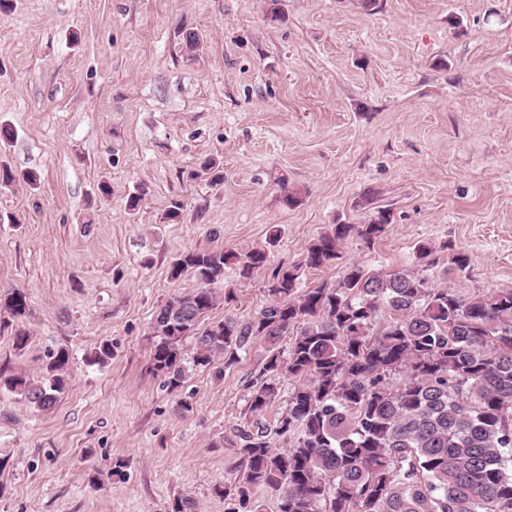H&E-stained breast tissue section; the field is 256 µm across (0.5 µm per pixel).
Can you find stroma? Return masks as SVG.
Wrapping results in <instances>:
<instances>
[{"mask_svg": "<svg viewBox=\"0 0 512 512\" xmlns=\"http://www.w3.org/2000/svg\"><path fill=\"white\" fill-rule=\"evenodd\" d=\"M17 0L0 14V165L40 174L0 188V293L23 289L24 353L0 310V373H37L71 351L70 386L39 411L0 391V512H228L238 430L274 426L279 397L248 409L269 345L234 363L185 361L168 391L149 371L157 308L195 288L172 279L189 249H264L208 322L249 321L274 270L303 260L334 224L392 222L374 249L350 236L312 288L360 262L411 266L436 253L432 286L468 297L512 289V0ZM203 36L195 58L180 29ZM219 161L224 181L201 172ZM112 193L102 196L101 182ZM141 194L136 211L129 196ZM296 194L297 205L283 202ZM179 223L165 222L171 200ZM463 249L466 272L448 267ZM112 343L106 367L89 357ZM128 466L109 477L116 459Z\"/></svg>", "mask_w": 512, "mask_h": 512, "instance_id": "stroma-1", "label": "stroma"}]
</instances>
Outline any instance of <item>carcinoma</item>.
Instances as JSON below:
<instances>
[{
	"label": "carcinoma",
	"mask_w": 512,
	"mask_h": 512,
	"mask_svg": "<svg viewBox=\"0 0 512 512\" xmlns=\"http://www.w3.org/2000/svg\"><path fill=\"white\" fill-rule=\"evenodd\" d=\"M183 48L201 52L199 34L183 32ZM37 181L0 170L1 186ZM389 224L381 209L365 224L333 225L302 262L274 272L270 302L243 324L227 317L201 326L224 268L247 277L265 251L187 250L173 262L171 277L188 272L197 286L154 315L150 370L164 386L183 385L189 338L201 367L253 339L269 344L248 399L254 414L280 396L281 376L293 380L273 432L258 424L238 434L243 473L231 512H258L253 488L275 494L277 512H512V290L464 298L432 287L423 267L382 272L357 262L334 284L299 289L301 268L336 263L352 230L370 249ZM4 306L17 319L31 313L21 288ZM69 363L59 347L38 375H1L0 388L48 411L68 390ZM272 434L289 446H273Z\"/></svg>",
	"instance_id": "1"
}]
</instances>
